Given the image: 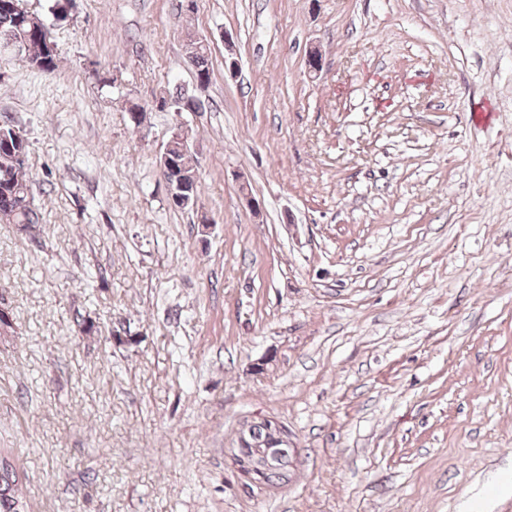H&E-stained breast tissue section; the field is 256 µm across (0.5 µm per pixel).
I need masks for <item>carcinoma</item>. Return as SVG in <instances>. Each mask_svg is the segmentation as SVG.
<instances>
[{
	"label": "carcinoma",
	"instance_id": "cac0c4a2",
	"mask_svg": "<svg viewBox=\"0 0 512 512\" xmlns=\"http://www.w3.org/2000/svg\"><path fill=\"white\" fill-rule=\"evenodd\" d=\"M23 0H0V44L15 48L27 56L33 68L52 72L57 67V45L44 19L28 11ZM189 60L195 68V80L207 85L211 80L206 49L189 43ZM171 105L184 111H193L197 101L179 94L161 99L160 109ZM29 141L14 125L0 121V222L29 227L40 223V212L35 205L32 186L25 175ZM170 158L182 174L183 194L194 198L200 190L197 182L199 160L190 146L189 132L169 139ZM254 448H242L240 453L254 471V475L267 483H282L289 479L290 449L280 447L268 438L263 423L251 426ZM18 476L12 465L0 457V512H26V504L18 494Z\"/></svg>",
	"mask_w": 512,
	"mask_h": 512
}]
</instances>
